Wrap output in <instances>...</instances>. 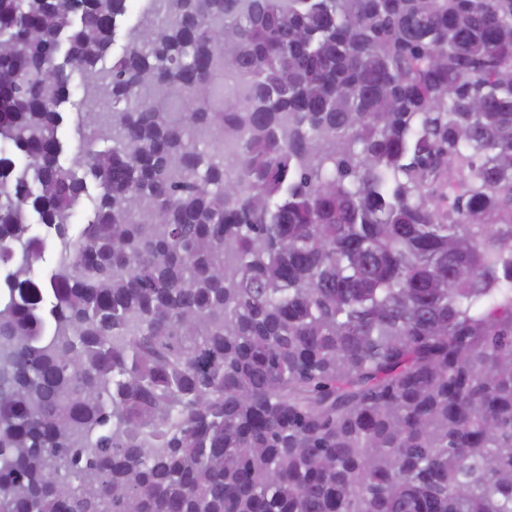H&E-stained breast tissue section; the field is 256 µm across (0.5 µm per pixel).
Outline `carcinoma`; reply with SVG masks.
I'll return each mask as SVG.
<instances>
[{"mask_svg": "<svg viewBox=\"0 0 512 512\" xmlns=\"http://www.w3.org/2000/svg\"><path fill=\"white\" fill-rule=\"evenodd\" d=\"M126 10L0 0V512H512V0ZM80 82V76L77 72L72 74V86L74 94L71 96L69 102L64 104L63 109L65 113V120L59 130V137L63 143V152L60 156V162L64 166H68L80 143L84 141L83 131L80 125V107H79V94L77 86ZM89 196L86 197L82 203L77 207L75 215L72 219L71 236L74 238L80 231L83 224L86 223V219L94 206V200L99 194L98 187L89 179ZM32 232L40 236H47L49 239L48 249L45 251L42 260L37 263L33 271V275L35 277L43 278L47 276L55 267L57 252L58 256H60V259L62 255L69 252V243L67 241H62L60 247V242L57 240L54 234L48 233L46 228L40 224L39 217L35 213L32 216Z\"/></svg>", "mask_w": 512, "mask_h": 512, "instance_id": "cac0c4a2", "label": "carcinoma"}]
</instances>
